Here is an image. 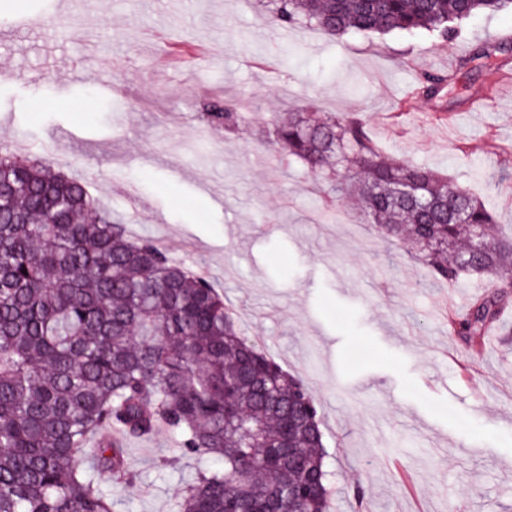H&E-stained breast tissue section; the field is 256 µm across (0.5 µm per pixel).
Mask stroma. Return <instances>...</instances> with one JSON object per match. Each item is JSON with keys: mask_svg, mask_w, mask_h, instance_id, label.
<instances>
[{"mask_svg": "<svg viewBox=\"0 0 512 512\" xmlns=\"http://www.w3.org/2000/svg\"><path fill=\"white\" fill-rule=\"evenodd\" d=\"M2 30L0 148L27 143L84 181L131 238L209 270L242 334L306 381L330 512H512V330L494 321L490 345L438 326L480 297L512 313V272L446 287L374 225L318 221L305 166L280 164L257 123L228 134L204 118L215 94L263 118L359 113L391 157L448 175L512 234V88H488L476 61L489 52L512 70V44L497 40L512 12L477 14L445 40H335L273 25L255 0H0ZM201 41L210 58L167 66L173 46ZM281 42L296 49L285 65L269 52ZM427 70L452 74L456 93L411 97ZM478 91L494 107L470 111ZM126 448L122 512H174L206 463L181 456L165 429Z\"/></svg>", "mask_w": 512, "mask_h": 512, "instance_id": "obj_1", "label": "stroma"}]
</instances>
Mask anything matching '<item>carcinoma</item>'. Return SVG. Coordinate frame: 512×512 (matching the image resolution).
<instances>
[{
    "mask_svg": "<svg viewBox=\"0 0 512 512\" xmlns=\"http://www.w3.org/2000/svg\"><path fill=\"white\" fill-rule=\"evenodd\" d=\"M283 27L424 30L441 38L512 0H259ZM430 97L455 91L425 73ZM241 112L211 101L207 123ZM269 148L305 163L318 185L357 201L382 241L410 246L434 278L512 267L484 202L431 168L390 161L356 113L273 114ZM488 298L450 321L474 338ZM163 425L206 456L176 512H328L318 407L307 385L242 335L210 282L155 240L133 242L80 180L44 158L0 152V512H116L107 479L129 481L123 440Z\"/></svg>",
    "mask_w": 512,
    "mask_h": 512,
    "instance_id": "1",
    "label": "carcinoma"
}]
</instances>
